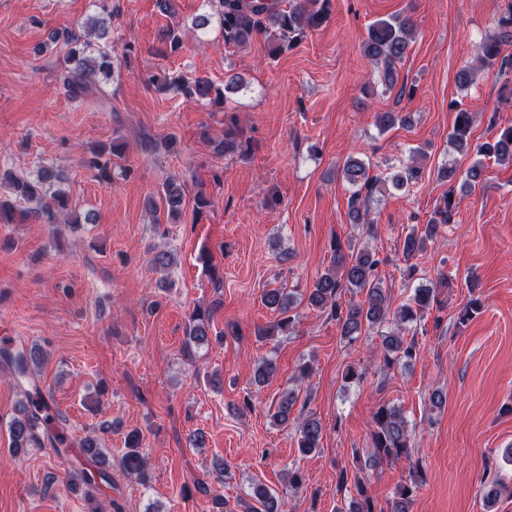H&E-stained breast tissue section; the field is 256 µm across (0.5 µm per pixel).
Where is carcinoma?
Here are the masks:
<instances>
[{"mask_svg":"<svg viewBox=\"0 0 512 512\" xmlns=\"http://www.w3.org/2000/svg\"><path fill=\"white\" fill-rule=\"evenodd\" d=\"M215 15L203 14L195 19L194 29L205 33L217 20L227 47H245L259 36L266 38L269 53L280 54L296 40L321 27L330 16L331 0H217ZM499 32L492 38L485 39L477 46V60L483 67H491L504 59L505 48L512 46V11L500 18ZM414 22L409 15H395L390 19L374 22L368 29V37L362 44L364 56L378 68L379 82L391 90L397 84V65L401 63L412 40ZM109 35L105 20L72 23L52 30L47 40L36 46L42 52L51 44H63L66 51L62 57L63 72L61 82L68 97L85 100L100 91L103 83L114 79L118 67V56L128 57L132 48L126 46L117 52L114 45L107 42ZM185 31L177 26L167 25L159 34L161 54L175 53L183 45ZM155 86L160 90H174L185 98L195 101H209L223 104L226 93L235 89L239 77L233 76L220 89L207 77L197 76L191 79L170 80L164 73L153 76ZM409 118L399 112H378L375 124L380 131H386L395 125H406ZM473 115L465 109L455 112L448 142L460 155L470 153ZM244 147L239 140L235 126L230 125L224 131V138L216 145V153L224 155ZM124 145L114 142L110 146H97L91 149L86 167L100 182H112V171L117 168L114 159L122 158ZM477 154L493 157L499 163H512V126L502 128L491 142L478 148ZM421 168L405 166L390 177L372 176L365 162L350 157L343 166V178L352 192L349 197V215L352 223L366 224L369 205L378 185L391 182L396 189L407 188L416 183ZM6 185L14 201L0 197V222H12L15 214H20L23 221L32 220L37 224L62 223L69 203V190L64 181L48 170H41L33 179L13 174L0 178ZM453 192L444 196L443 202L434 210L424 231L411 229L404 237L402 256L408 262L426 248L427 242L433 240L439 228L451 221ZM184 184L171 180L160 193L159 200H150L155 212L166 214L167 221L181 217L184 209ZM331 264L316 279L311 290L309 304L328 310V314L341 325V336L349 340L356 339L364 327H380L390 322L394 328L384 335L379 361L381 369L392 370L399 364H407L417 356L414 341H406L399 335V329L407 322H414L437 302L436 289L416 288L408 302L390 312V299L378 276L380 260L367 248L356 249L352 246L343 248L340 241L331 243ZM365 294V300L339 303L342 290ZM262 303L277 312V317L261 332L264 337L286 336L293 328L296 315L293 314V296L283 288H272L261 296ZM211 313L195 309L190 315L186 331L185 350L193 346L209 344ZM40 357L28 352L24 346H3L0 348V364L17 385L24 387L26 395L41 394L36 381ZM278 372L277 362L273 358L263 357L257 363L255 382L261 386L272 380ZM298 404V395L292 389H285L275 404L273 418L284 424L290 420ZM374 430L371 433L372 454L370 460H400L409 458V443L406 421L394 406L382 404L373 414ZM13 440V452L30 445L41 448L48 443L54 448L67 446L66 438L61 433H51L46 426L41 408L22 413L10 426ZM298 448L304 453H311L320 448L325 434L321 421L311 415L304 417L297 426ZM141 435L135 430L127 436V452L122 458L126 477L138 481L145 480V465L137 448ZM83 453L91 462L90 467H82L67 473V481L77 477L95 491L112 487V474L101 468L102 460L96 443L86 439L82 443ZM339 483L352 484L355 495L352 496L347 512H410L413 497L418 488V481L398 486L394 498L387 510L377 508L370 497L364 479L357 474L343 470ZM501 489L498 483L491 481L482 486V497L486 512H493L498 502ZM286 504L271 494L264 486L254 487L253 504L246 512H285Z\"/></svg>","mask_w":512,"mask_h":512,"instance_id":"carcinoma-1","label":"carcinoma"}]
</instances>
